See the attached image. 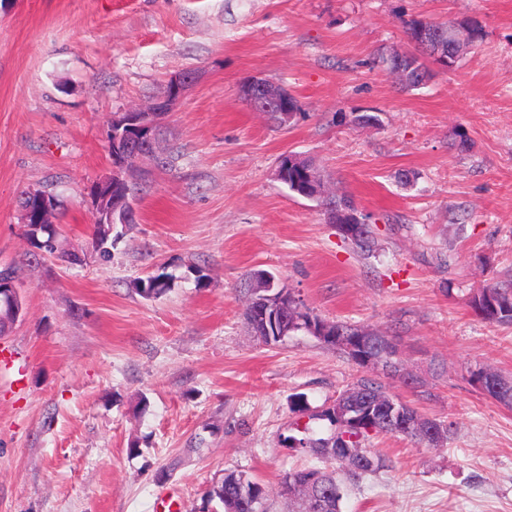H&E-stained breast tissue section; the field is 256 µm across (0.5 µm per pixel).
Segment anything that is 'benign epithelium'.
<instances>
[{"instance_id":"obj_1","label":"benign epithelium","mask_w":512,"mask_h":512,"mask_svg":"<svg viewBox=\"0 0 512 512\" xmlns=\"http://www.w3.org/2000/svg\"><path fill=\"white\" fill-rule=\"evenodd\" d=\"M421 39L428 46L430 53L440 57L445 53L454 55L458 48L470 45L474 41V35L470 28L457 26L454 34L448 36L446 45L443 44L439 33L433 29L422 31ZM197 79L198 74L195 72H180L169 79L163 94L156 97L147 108L130 109L112 115L109 120L108 148L115 170L112 177L103 181L95 192V223L136 222V210L130 198L126 196L114 206L112 191L118 186L131 188V179L138 172L139 163L155 152L158 120L172 110ZM241 96L256 112L278 113L280 124L283 126L291 122L295 116V112L289 106L292 94L265 78L255 76L244 83L241 87ZM287 167L302 172L306 182L303 197L325 198L324 182L316 168L308 163L307 157L286 153L279 159L277 175L283 176ZM58 204V199L49 194H26V200L21 204V223L27 227L31 239L38 238L42 227L53 224L52 217ZM326 209L331 222L347 237L360 235L367 226L366 219L357 210L338 208L329 202L326 203ZM252 293L258 339L272 334L284 337L288 335V322L303 321L300 298L286 288L275 287L273 275L265 272L257 274L253 279ZM0 295L5 298V302L11 304L14 316L21 317L23 303L16 277L0 273ZM307 333L323 343L328 342L341 347L353 361L369 369L388 373L398 365L397 344L390 336L313 319L307 322ZM506 383L507 380L488 370L480 371L476 377L477 386L484 391L489 387L498 389ZM361 409L374 410L390 418L402 412L399 403L373 394L359 396L341 404L337 407V413L348 414Z\"/></svg>"}]
</instances>
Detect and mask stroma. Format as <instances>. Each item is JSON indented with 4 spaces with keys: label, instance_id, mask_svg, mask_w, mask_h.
Listing matches in <instances>:
<instances>
[{
    "label": "stroma",
    "instance_id": "stroma-1",
    "mask_svg": "<svg viewBox=\"0 0 512 512\" xmlns=\"http://www.w3.org/2000/svg\"><path fill=\"white\" fill-rule=\"evenodd\" d=\"M413 18L475 21L483 38L406 91L382 59L413 51ZM184 70L200 78L161 119L137 221L114 227L102 257L91 190L113 171L108 120ZM252 76L300 100L290 127L242 100ZM363 112L379 126L354 124ZM288 152L366 215L372 256L320 202L290 195L276 175ZM31 190L59 199L58 249L78 263L36 255L20 213ZM7 266L24 315L0 345L23 381L0 372V512H153L167 496L193 512L227 470L264 482L268 512H284L281 478L309 460L282 436L305 423L328 437L317 412L366 371L305 333L253 336L257 271L325 320L394 337L401 373L385 384L453 426L436 448L371 438L386 466L346 483L341 512H512V408L470 378H512V325L468 304L512 284V0H0ZM149 274L168 276L165 294H138Z\"/></svg>",
    "mask_w": 512,
    "mask_h": 512
}]
</instances>
